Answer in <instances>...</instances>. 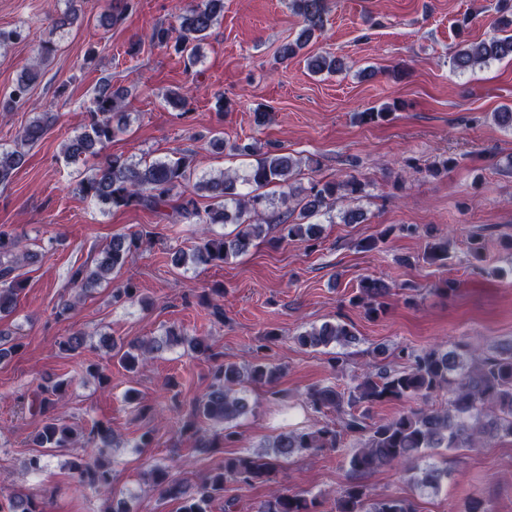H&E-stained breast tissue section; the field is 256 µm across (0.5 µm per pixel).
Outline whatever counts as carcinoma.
Segmentation results:
<instances>
[{
	"mask_svg": "<svg viewBox=\"0 0 512 512\" xmlns=\"http://www.w3.org/2000/svg\"><path fill=\"white\" fill-rule=\"evenodd\" d=\"M82 0H66V7L51 19L49 36L37 50L36 58L21 69L8 96L0 101V110L9 112L25 102L30 91L41 81L44 70L58 48L55 36L70 29L78 20L77 5ZM289 7L302 18V28L295 41L283 45L280 57L295 56L326 23L325 0H289ZM136 8L135 0H108L106 11L99 16L107 28L123 20ZM501 13L495 33L479 43L463 38L467 21L458 25L462 36L451 65L465 72L492 59L512 57V0H497ZM224 12V0H199L177 15L178 26L158 24L149 40L194 64L200 58L201 43ZM26 39L21 27H0V51ZM346 63L325 53L307 58V68L314 75L334 73ZM128 90L112 88L111 80H101L87 122L80 132L68 137L62 153L69 163L93 156L96 165L79 181V192L111 211L121 208L160 210L173 200L174 212L198 224H232L235 233L205 235L188 249L171 253L177 268H197L219 265L247 251L253 241L263 238L274 228L282 240L311 242L318 239L316 216L328 215L336 204L355 200L365 184L354 176L344 179H312L306 187L290 184L299 161L288 154L268 150L258 154L255 164L244 173L221 172L217 175L198 171L194 154L183 153L176 158L152 161L132 160L102 154L103 148L120 132L126 130L128 115L121 112V103ZM55 116L37 113L19 131L14 146L0 147V185L8 183L14 172L26 162L27 149L37 144L53 126ZM194 182L196 196H185L181 188ZM280 187L274 197L264 189ZM210 201L200 209L197 198ZM150 235L134 232L120 235L101 252L95 265H79L70 270L69 283L87 293L108 275L119 272L126 263L142 251ZM35 257L26 250L21 236L0 231V360L15 353L13 333L1 327L16 309L17 298L26 282L17 273L22 262ZM425 260L442 265L448 260V241L427 243ZM390 288L379 279L361 280L359 293L352 303L364 308L370 317L386 311ZM355 339L352 325L344 321L325 322L298 333L297 342L309 348L345 346ZM86 336L74 332L58 342L61 352L78 355L84 349ZM101 346L115 353L119 363L130 372L147 361L155 352L182 346L197 356L211 359L209 346L187 335L183 329L170 326L161 338L153 341H130L117 345L104 336ZM396 357L404 366L395 369L381 365L377 371L364 374L348 391L328 385L309 390L305 404L315 413L336 414V418L317 423L313 428L281 433L266 440L265 450L224 460V467L206 476L194 486L183 485L169 476L168 471L152 467L148 476L164 499L179 502V512H211L214 500L224 496L228 482L242 487L268 483L280 463L302 451L339 450L345 447V437L359 442V447L346 457L350 481L336 495L331 512H416L406 498L385 496L374 498L362 477L380 467L399 464L412 473L417 488L436 492L448 477V469L436 463L418 464L425 453L438 448L459 450L475 448L495 439L512 438V345L497 346L486 351L467 342L451 349L442 347L414 350L402 347ZM208 390L193 400L187 409L177 410L183 420L180 432L187 433L200 448H215L221 442L232 443L236 432L227 423L249 411L246 399L237 387L247 384L273 386L280 369L258 358L241 366L236 363L214 362L210 370ZM71 384L66 378L49 379L40 387L32 401L34 410L43 417V425L33 443L40 452L29 455L25 468L39 474L46 468V457L65 448L74 447L77 429L56 415ZM439 394L447 396V404L436 407L429 400ZM388 400L414 402L408 411L386 421L370 422V409ZM114 443L112 429L96 422L84 435L85 455L71 462L79 482L95 492L107 493L112 487L109 457ZM321 502L287 489L272 492L256 512H321ZM0 512H45L42 503L18 492L0 501Z\"/></svg>",
	"mask_w": 512,
	"mask_h": 512,
	"instance_id": "1",
	"label": "carcinoma"
}]
</instances>
